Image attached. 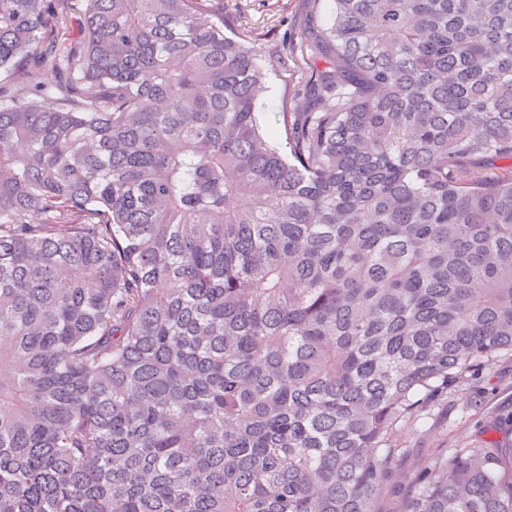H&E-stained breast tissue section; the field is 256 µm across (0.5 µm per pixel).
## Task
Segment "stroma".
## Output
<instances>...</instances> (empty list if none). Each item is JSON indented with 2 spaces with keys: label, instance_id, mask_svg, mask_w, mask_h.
Masks as SVG:
<instances>
[{
  "label": "stroma",
  "instance_id": "obj_1",
  "mask_svg": "<svg viewBox=\"0 0 512 512\" xmlns=\"http://www.w3.org/2000/svg\"><path fill=\"white\" fill-rule=\"evenodd\" d=\"M225 33L246 31L260 64L266 65L265 89L258 108L261 129L278 135L282 110L307 92L313 68H326L328 59L312 45L331 16V0H204ZM434 429L408 428L398 437L405 452L398 468L412 469L417 461L466 443L487 441L512 445V355L477 365L463 379L448 384L447 396L432 407Z\"/></svg>",
  "mask_w": 512,
  "mask_h": 512
}]
</instances>
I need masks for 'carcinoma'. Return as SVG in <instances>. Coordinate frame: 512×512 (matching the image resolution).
<instances>
[{
    "label": "carcinoma",
    "instance_id": "1",
    "mask_svg": "<svg viewBox=\"0 0 512 512\" xmlns=\"http://www.w3.org/2000/svg\"><path fill=\"white\" fill-rule=\"evenodd\" d=\"M0 0V512H377L397 436L512 352V0H331L265 72L201 0ZM499 446L403 512H512ZM83 0H72L68 10V18L65 23L64 38L78 42L83 38L82 17L84 10Z\"/></svg>",
    "mask_w": 512,
    "mask_h": 512
}]
</instances>
